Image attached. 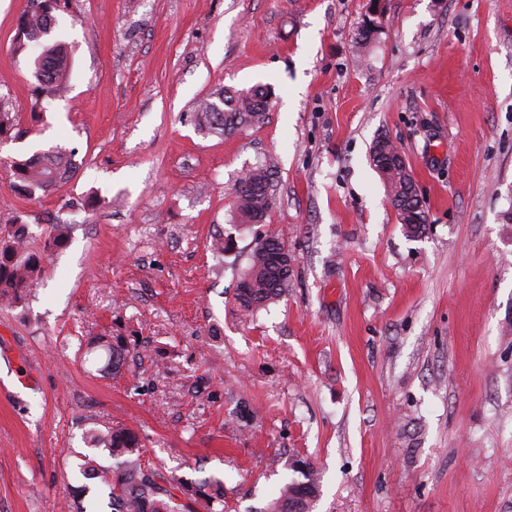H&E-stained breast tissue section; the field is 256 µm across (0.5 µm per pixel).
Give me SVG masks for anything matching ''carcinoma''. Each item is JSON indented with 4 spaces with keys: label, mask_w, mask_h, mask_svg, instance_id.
<instances>
[{
    "label": "carcinoma",
    "mask_w": 512,
    "mask_h": 512,
    "mask_svg": "<svg viewBox=\"0 0 512 512\" xmlns=\"http://www.w3.org/2000/svg\"><path fill=\"white\" fill-rule=\"evenodd\" d=\"M49 9L25 11L16 34L17 49L24 50L31 43L42 44L41 52L34 57L32 74L36 80V98L54 95L69 79L72 60L65 44H45L56 24L54 12L68 8L72 0H47ZM267 111V93L261 87L249 90L226 88L218 101H204L196 113L198 127L220 135H232L244 126L257 122ZM12 187L28 197L38 192L48 194L67 184L74 176L76 164L73 156L63 150L36 153L25 159H13L9 164ZM274 163L265 160L247 168L235 183L236 213L248 223L256 218L269 216L274 204ZM389 200L400 220L410 225L412 234L425 230L427 218L424 211H414L408 205V179L411 174L400 170L381 173ZM28 225L17 217L0 224V298L10 304L26 300L29 288L43 271L42 254L29 249ZM289 254L282 239L265 235L259 239L250 254V266L236 286V302L241 311L252 314L276 300L288 287L289 269L280 268L278 259ZM128 347L123 337L103 333L90 338L85 354L95 361L106 355L112 370H121ZM88 445L103 448L117 460V466L104 467L88 455L83 456L80 468L85 475L99 480L108 489L112 512H186L182 498L195 492L180 482L168 480L163 473L142 462L143 444L131 428L108 422L102 427L86 431ZM283 486L278 497L266 512H289L288 502L297 501L299 512H313L312 500L295 499L299 485L310 488L319 497V477L314 467L301 473Z\"/></svg>",
    "instance_id": "carcinoma-1"
}]
</instances>
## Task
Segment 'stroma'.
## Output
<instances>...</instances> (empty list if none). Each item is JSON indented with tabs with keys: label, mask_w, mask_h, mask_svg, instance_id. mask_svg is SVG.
Returning <instances> with one entry per match:
<instances>
[{
	"label": "stroma",
	"mask_w": 512,
	"mask_h": 512,
	"mask_svg": "<svg viewBox=\"0 0 512 512\" xmlns=\"http://www.w3.org/2000/svg\"><path fill=\"white\" fill-rule=\"evenodd\" d=\"M77 0L57 12L67 86L34 109L28 0H0V212L69 242L24 304H0V512H110L85 484L91 419L135 429L165 475L224 512H263L316 467L314 512H512V0ZM267 88L265 117L201 131L199 102ZM399 145L428 223L408 236L370 159ZM57 147L77 172L35 198L6 160ZM275 164V205L237 220L233 185ZM293 257L243 316L257 237ZM229 243L215 252V241ZM124 337L122 372L84 341Z\"/></svg>",
	"instance_id": "35a3bbf8"
}]
</instances>
